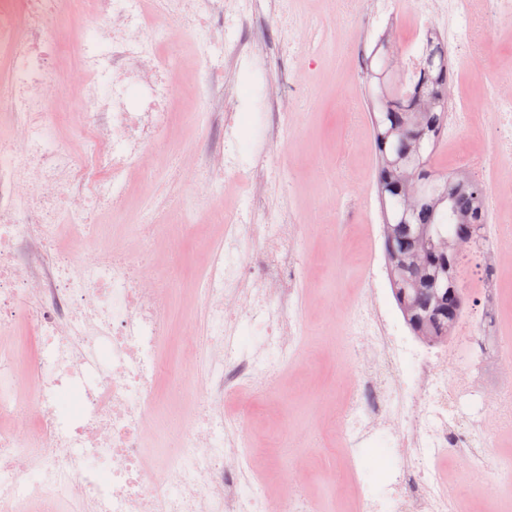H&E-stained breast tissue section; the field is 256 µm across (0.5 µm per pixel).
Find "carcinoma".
Wrapping results in <instances>:
<instances>
[{
    "mask_svg": "<svg viewBox=\"0 0 512 512\" xmlns=\"http://www.w3.org/2000/svg\"><path fill=\"white\" fill-rule=\"evenodd\" d=\"M386 66L380 54L372 53L365 83L386 268L395 302L414 336L446 343L467 312V298L461 278L464 256L440 241L450 235L469 240L468 265L477 264L487 243L486 188L436 167L449 106L445 102L422 112L416 101L420 93L442 94L447 88L448 45L436 35L427 37L410 88L399 73L374 83ZM408 179L417 183L419 196L415 209L406 214L401 203Z\"/></svg>",
    "mask_w": 512,
    "mask_h": 512,
    "instance_id": "1",
    "label": "carcinoma"
}]
</instances>
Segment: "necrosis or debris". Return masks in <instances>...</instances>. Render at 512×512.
<instances>
[{
    "label": "necrosis or debris",
    "mask_w": 512,
    "mask_h": 512,
    "mask_svg": "<svg viewBox=\"0 0 512 512\" xmlns=\"http://www.w3.org/2000/svg\"><path fill=\"white\" fill-rule=\"evenodd\" d=\"M262 0H0V31L10 32L7 74L0 81V121L14 131L0 144V329L23 320L35 343L30 356L0 347V512H64L77 500L87 512H264L267 488L244 491L252 466L227 431L224 402L245 382L268 386L256 374L275 371L302 322L293 315L296 224H260L267 186L260 161L240 153L234 119H226L205 156H191L178 169L181 180L219 190L227 174H257L256 194L236 210L219 213V243H205L201 298L209 309L208 355L195 359L192 388L199 399L195 419L176 460L164 463L153 491L143 487L149 408L156 384L169 367L160 355L168 334L166 300L171 278L156 272V246L171 237L178 202L148 214L119 244L105 241L96 214L121 210L130 181L143 169L147 145L165 150L172 125L170 98L182 60L175 48L194 29L201 61L197 89L213 94L224 64L251 65L244 18ZM422 19L445 22L442 35L453 48L451 70L467 64L481 79L500 131L499 155L512 156V75L496 73L485 46L471 32L489 16L512 19V0H416ZM89 25L78 52L83 82L75 94L73 124L78 149L64 147L47 104L65 93L53 61L62 41V19ZM484 205L499 230L487 245L492 255L512 251V176H500ZM66 215L78 240L95 243L85 263L58 243V217ZM260 244L251 264L238 260L243 239ZM262 329L250 352L227 342L241 320ZM350 347L363 378L332 420L340 441L358 454L378 433L403 448L389 476L386 498L361 496L358 512H448V496L433 470L438 455L456 453L477 468H499L486 454L478 422L463 407L470 382L448 381L445 353L399 331L371 289L354 317ZM34 386L39 415L26 445L2 431L20 412V383ZM81 409L59 408L62 393ZM410 417L400 428L398 413ZM39 479L30 482V458ZM110 473L101 481L88 460Z\"/></svg>",
    "instance_id": "4bbe7bcc"
}]
</instances>
